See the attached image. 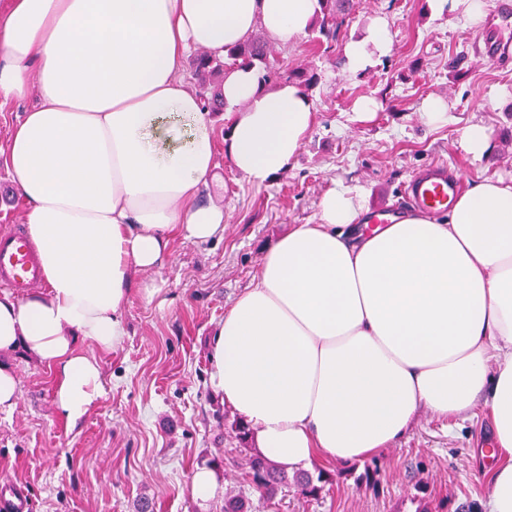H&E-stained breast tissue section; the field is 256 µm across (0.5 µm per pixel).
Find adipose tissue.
Returning a JSON list of instances; mask_svg holds the SVG:
<instances>
[{
	"mask_svg": "<svg viewBox=\"0 0 512 512\" xmlns=\"http://www.w3.org/2000/svg\"><path fill=\"white\" fill-rule=\"evenodd\" d=\"M320 11L319 0H5L0 103L24 97L32 73L38 101L0 165L44 285L0 293V414L17 405L9 358L22 350L52 372L56 411L76 426L102 394L96 351L127 334L136 273L162 265L175 237L223 235V206L200 198L218 178L216 118L180 77L189 52L225 56L259 23L289 43ZM389 41L375 19L346 45L349 69ZM222 94L233 167L256 184L286 172L315 121L303 89L231 66ZM365 217L353 189L334 187L313 223L265 250L214 335L210 385L257 450L291 469L368 458L420 413L484 398L488 512H512V180L474 181L443 220Z\"/></svg>",
	"mask_w": 512,
	"mask_h": 512,
	"instance_id": "adipose-tissue-1",
	"label": "adipose tissue"
}]
</instances>
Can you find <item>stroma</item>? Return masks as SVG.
<instances>
[{"mask_svg":"<svg viewBox=\"0 0 512 512\" xmlns=\"http://www.w3.org/2000/svg\"><path fill=\"white\" fill-rule=\"evenodd\" d=\"M501 3L491 0L489 20L473 29L439 0H357L332 49L310 33L273 41L280 77L299 65L319 77L307 92L315 122L296 163L258 186L218 154L221 181L207 193L224 204L223 238L175 239L164 266L141 275L156 295H132L127 336L97 355L104 394L75 427L56 412L48 369L12 356L20 397L12 414H0V493L22 487L24 512H135L144 498L151 512H224L226 493L246 486L231 428L237 415L209 385L210 344L225 311L257 274L264 249L289 225L311 223L330 188H353L372 211L397 205L408 179L434 163L466 183L512 179V65L478 51ZM377 17L388 23V49L351 72L345 46ZM431 95L447 102V123L423 118ZM365 99L378 104L367 120L357 112ZM472 124L491 137L487 158L461 146ZM492 437L484 404L445 418L424 412L376 455L329 465L335 479L319 497L291 486L261 512H486L482 452ZM215 459L220 490L203 503L191 476Z\"/></svg>","mask_w":512,"mask_h":512,"instance_id":"35a3bbf8","label":"stroma"}]
</instances>
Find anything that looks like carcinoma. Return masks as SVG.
I'll return each mask as SVG.
<instances>
[{
  "instance_id": "obj_1",
  "label": "carcinoma",
  "mask_w": 512,
  "mask_h": 512,
  "mask_svg": "<svg viewBox=\"0 0 512 512\" xmlns=\"http://www.w3.org/2000/svg\"><path fill=\"white\" fill-rule=\"evenodd\" d=\"M322 17L316 28L315 40L318 43L336 42L346 15L351 11L354 0H319ZM271 51L267 42L253 37L230 49L227 60L213 57L205 52L193 60V67L200 79L216 80L224 75L228 64L256 69L258 80L266 84L276 75L274 62L270 60ZM248 471L247 489L224 497V512H255L251 496L256 495L263 501L271 500L278 490L288 486V473L271 461L249 451L245 453ZM294 484L301 493L309 497H318L323 484L333 481V476L322 471L317 479L304 472L293 474Z\"/></svg>"
}]
</instances>
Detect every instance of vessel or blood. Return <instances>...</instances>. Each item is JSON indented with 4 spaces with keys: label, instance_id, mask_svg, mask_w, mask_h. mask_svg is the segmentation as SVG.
I'll return each mask as SVG.
<instances>
[{
    "label": "vessel or blood",
    "instance_id": "obj_1",
    "mask_svg": "<svg viewBox=\"0 0 512 512\" xmlns=\"http://www.w3.org/2000/svg\"><path fill=\"white\" fill-rule=\"evenodd\" d=\"M462 188L457 176L431 172L411 179L405 196L417 209L429 215H443L452 208ZM41 279L31 246L18 228L0 232V287L22 295Z\"/></svg>",
    "mask_w": 512,
    "mask_h": 512
}]
</instances>
